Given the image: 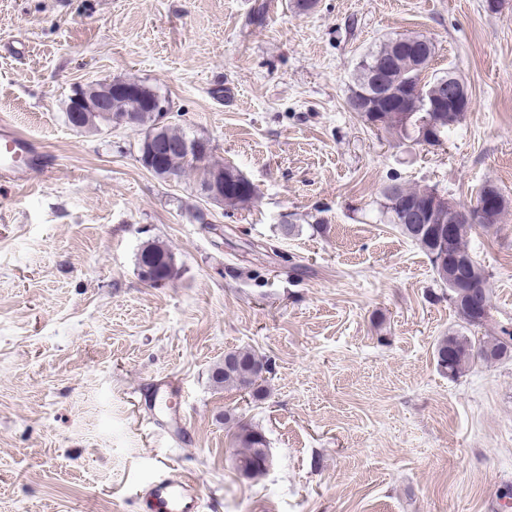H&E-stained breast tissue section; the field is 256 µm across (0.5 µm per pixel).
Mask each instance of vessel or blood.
I'll use <instances>...</instances> for the list:
<instances>
[{
	"mask_svg": "<svg viewBox=\"0 0 512 512\" xmlns=\"http://www.w3.org/2000/svg\"><path fill=\"white\" fill-rule=\"evenodd\" d=\"M45 154L28 136L8 122L0 123V180L25 183L28 174L44 169ZM198 483L192 474L166 470L145 485L141 498L145 512H198Z\"/></svg>",
	"mask_w": 512,
	"mask_h": 512,
	"instance_id": "1",
	"label": "vessel or blood"
}]
</instances>
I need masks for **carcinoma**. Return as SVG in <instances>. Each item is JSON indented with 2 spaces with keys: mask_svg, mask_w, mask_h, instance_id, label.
<instances>
[{
  "mask_svg": "<svg viewBox=\"0 0 512 512\" xmlns=\"http://www.w3.org/2000/svg\"><path fill=\"white\" fill-rule=\"evenodd\" d=\"M407 40L417 47V54L422 56V59L418 60L412 54L401 58L396 66L393 80L402 95V101L407 105H412L416 102V91L419 85H425L426 90L431 94L439 92V87L438 79L426 80L423 78V73L435 56L433 42L430 41L428 45L423 46L417 36H409ZM390 49L391 43L387 42L379 49L362 57L358 63L354 81L350 86L349 95L352 96L365 90L368 68L379 58L386 56ZM112 114H128L132 116L131 128L147 134L159 131L166 140L175 144L182 143L193 146L200 142V138L191 137L181 129L159 123L158 114L148 109L144 97L122 96L115 98L112 102ZM397 116L396 109L387 104L379 107L375 112L361 113V117L367 124H380L387 131L396 127ZM111 126H113V118L97 112H89L78 129L99 131ZM211 154L212 148L210 147L198 158L189 157L179 151L175 152L166 161V172L169 176L177 179L192 173L201 184L204 182L207 172L224 169L241 181V185L236 189L237 197L224 200V206L237 209L252 202L257 195L256 186L235 166L212 161ZM380 211L388 223L395 225L401 234L414 242L427 256L438 281L443 285L447 284V281L441 276L440 258L448 254V251L437 246L435 238L429 230L414 224L396 223L395 207L389 205L384 199L380 202ZM471 229L472 225L470 224L455 225V241L451 249L465 255L469 254L466 237ZM470 262L472 276L483 283V288H481L482 311L481 315L477 317L471 315L467 319H462V322L470 327H479L487 321L490 315L488 274L475 259H470ZM137 264L150 266V273L155 280L169 281L178 273L172 252L156 241H148L142 246ZM510 352H512V346L501 338L493 342H478L474 337L463 332L452 331L440 339L436 348V359L440 370L449 378L454 379L462 375L476 361L486 363L497 361ZM268 369V361L255 353L248 350L232 351L224 354V364L217 365L214 379L218 384L239 391H247L257 398L263 394L264 388H262L261 382L264 381V373ZM237 441L242 448L237 461V469L241 471V475L252 480L264 475L267 471V461L271 459L265 435L253 427H243L237 434Z\"/></svg>",
  "mask_w": 512,
  "mask_h": 512,
  "instance_id": "1",
  "label": "carcinoma"
}]
</instances>
